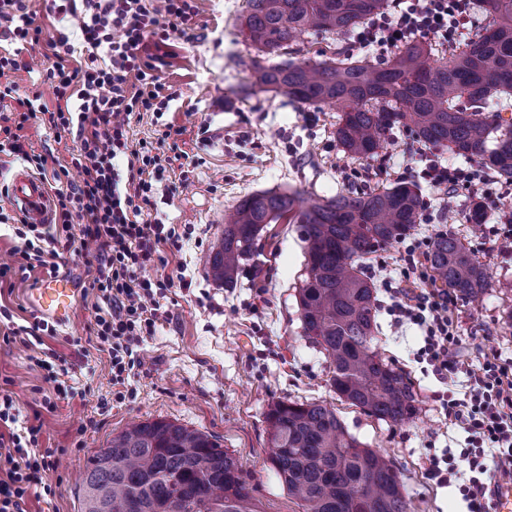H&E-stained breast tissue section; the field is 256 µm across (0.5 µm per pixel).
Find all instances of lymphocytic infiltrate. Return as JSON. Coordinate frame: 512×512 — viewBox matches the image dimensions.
<instances>
[{"label": "lymphocytic infiltrate", "instance_id": "lymphocytic-infiltrate-1", "mask_svg": "<svg viewBox=\"0 0 512 512\" xmlns=\"http://www.w3.org/2000/svg\"><path fill=\"white\" fill-rule=\"evenodd\" d=\"M476 6L477 0H394L392 11L372 17L353 35L351 45L392 49L429 34L442 44L454 45L475 27ZM52 9L70 17L88 51L106 50L112 67L66 70L71 47L67 37H59L50 43L55 62L47 77L57 82V99L78 100L77 110L51 111L28 98L18 99L17 104L21 121L38 116L54 129L77 130L81 149L71 167L80 168L83 179L60 187L69 167L49 169V155L28 153L19 134L9 128L0 153L9 152L32 164L39 175L51 177L59 223L71 224L78 216L85 224L80 235L64 237L50 225H29L31 239L12 251L10 262L0 264V278L11 271L24 274L37 269L57 274L64 250L95 254L98 267L91 287L104 306L96 313L94 333L107 348L112 384L117 387L125 384L137 363L135 348L154 335L162 315L158 298L169 286L165 280L139 278L137 272L181 243L175 228L144 219L153 206V183L165 171L160 148L176 127L166 123V134L157 142L136 143L129 138L130 117L140 112L163 116L178 93L161 81L142 51L146 39L162 43L169 30L191 28L197 7L194 0H86V9L80 12L75 0H52ZM419 161L420 178L446 202L459 189L477 193L485 182L477 168L445 166L425 150ZM403 262V283L390 291L389 313L395 324L409 322L423 329L419 357L439 382L466 371L468 399H446L442 407L449 421L464 425L470 434L463 456L471 476L459 492L469 512H489L496 488L489 472L512 476V363L495 356L465 364L457 352L448 292L428 285L425 250L418 243L409 244ZM16 421L12 398L1 396L0 465L6 475L0 478V512H26L32 489L45 486L50 472L61 464L54 453L40 451L41 425L18 432Z\"/></svg>", "mask_w": 512, "mask_h": 512}]
</instances>
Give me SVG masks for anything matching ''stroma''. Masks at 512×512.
<instances>
[{"label":"stroma","mask_w":512,"mask_h":512,"mask_svg":"<svg viewBox=\"0 0 512 512\" xmlns=\"http://www.w3.org/2000/svg\"><path fill=\"white\" fill-rule=\"evenodd\" d=\"M198 14L192 30L170 31L167 44L148 45L158 73L178 90L163 118L145 112L132 117V141H154L163 125L183 127L177 144L185 159L168 167L154 185L151 222L189 225L181 252L167 254L166 264H152L142 278H168L171 288L160 300L168 315L154 335L137 349L134 367L122 397L112 393L107 352L100 350L93 328L96 294L89 289L95 259L63 252L60 271L76 286L71 322L55 335L36 340L19 335L2 342L9 323L29 321L34 313L29 295L34 279L11 274L0 279V395H10L19 425L41 418V450L62 451V463L50 473L52 492L31 497L27 512H81L80 486L86 465L112 436L133 424L165 419L213 435L236 457L252 488L260 512H301L269 460L266 414L272 404L292 400H323L334 405L348 432L371 448L389 453L411 500V512H464L455 485L438 486L425 475V458L447 451L448 464L467 470L461 451L467 435L444 415L439 393L463 397V380L443 385L415 354L422 344L413 325H396L388 312L386 284L401 279L399 257L404 243L378 251L365 260V273L376 289L379 314L377 343L382 356L406 372L420 400L414 422L395 426L338 401L331 390L325 356L302 336L297 292L304 269V243L297 225H267L254 257L244 262L233 287L212 281L208 261L224 233V217L243 197L263 191L302 189L330 197L349 188L376 185L379 179H415L412 157L417 151L406 130L393 131L394 142L378 177L368 165L347 159L335 137L336 113L300 108L249 89L248 64L256 50L240 32L246 0H195ZM26 9L42 29L41 43L20 53L21 66L9 72L18 97L57 104L55 85L46 78L51 62L48 41L66 35L77 66L86 54L78 31L68 19L51 14L48 0H25ZM26 150L52 153L69 168L70 181L82 178L71 158L80 150L74 133H56L37 120L22 131ZM431 205V223L418 224L413 237L429 243L436 234L452 231L489 269L491 286L480 300L455 298L452 317L458 349L464 359L485 355L512 359V327L504 320L512 310V186L488 178L484 189L492 208L481 227L470 221L473 201L459 192L451 208L439 206L437 191L420 183ZM60 356L66 372L57 384L45 383L35 358ZM52 410H45L44 399Z\"/></svg>","instance_id":"35a3bbf8"}]
</instances>
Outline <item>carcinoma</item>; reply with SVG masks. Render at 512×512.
Segmentation results:
<instances>
[{
    "label": "carcinoma",
    "instance_id": "obj_1",
    "mask_svg": "<svg viewBox=\"0 0 512 512\" xmlns=\"http://www.w3.org/2000/svg\"><path fill=\"white\" fill-rule=\"evenodd\" d=\"M240 32L255 47L252 93L299 107L338 111L336 140L357 161L378 158L393 130L447 149L512 185V0H480L491 19L447 57L424 39L397 48L376 65L349 47L318 63L271 62L301 36L345 37L388 6V0H246ZM420 194L400 181L330 198L305 190L250 194L234 207L208 275L233 286L256 252L266 225H299L305 277L298 292L303 335L330 364V385L345 403L401 425L419 413L409 379L378 353L374 285L361 261L415 230ZM434 283L475 296L490 274L448 232L428 246ZM269 461L302 512H410L406 488L389 456L349 434L336 409L322 402L279 401L266 414ZM258 512L236 458L211 435L164 419L115 435L86 466L81 512Z\"/></svg>",
    "mask_w": 512,
    "mask_h": 512
}]
</instances>
